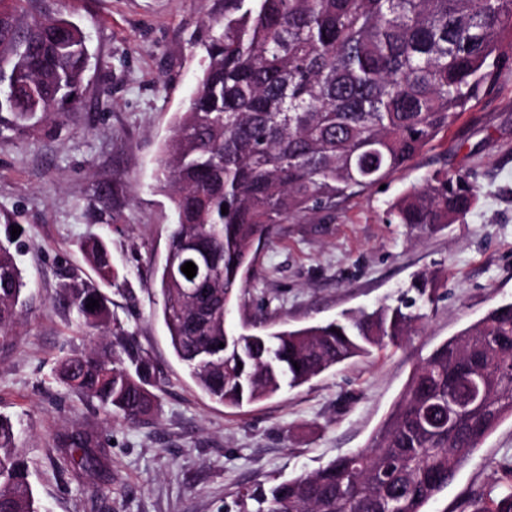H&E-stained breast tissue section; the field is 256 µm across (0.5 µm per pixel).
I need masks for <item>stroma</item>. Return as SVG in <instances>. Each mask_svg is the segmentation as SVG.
I'll return each mask as SVG.
<instances>
[{
    "instance_id": "35a3bbf8",
    "label": "stroma",
    "mask_w": 512,
    "mask_h": 512,
    "mask_svg": "<svg viewBox=\"0 0 512 512\" xmlns=\"http://www.w3.org/2000/svg\"><path fill=\"white\" fill-rule=\"evenodd\" d=\"M63 12L85 32L90 63L78 104L39 130L0 128V241L28 284L23 314L0 337V415L20 431L41 512H224L238 491L271 488L368 447L412 370L442 341L512 301V69L405 168L328 217L279 225L250 271L246 310L275 326L331 320L394 298L411 276L438 270L439 300L398 348L337 366L295 389L239 409L196 385L173 355L151 286L176 221L159 188V156L176 112L193 93L202 40L224 0H30ZM436 171L471 174L476 208L434 234L387 223L389 201ZM99 235L124 278L112 316L134 331L159 376L158 405L134 423L111 418L66 389L61 358L92 347L56 306L62 268L82 263L80 243ZM97 432L109 477L59 470L55 436ZM512 417L490 432L424 512H471L473 499L512 491Z\"/></svg>"
}]
</instances>
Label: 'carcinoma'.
Returning <instances> with one entry per match:
<instances>
[{"label":"carcinoma","mask_w":512,"mask_h":512,"mask_svg":"<svg viewBox=\"0 0 512 512\" xmlns=\"http://www.w3.org/2000/svg\"><path fill=\"white\" fill-rule=\"evenodd\" d=\"M0 0V125L52 123L79 102L89 49L67 16ZM219 32L204 44L195 92L164 146L162 190L177 221L166 250L201 262L210 297L193 280L154 273L177 359L198 387L229 408L297 388L373 348L417 332L437 298L435 272L416 274L394 304L304 327L224 328V312L248 294L259 245L278 224L312 221L405 167L493 90L512 67V0H224ZM468 173L435 172L388 207L390 223L432 234L478 203ZM228 213H222L221 207ZM200 245L198 253L187 248ZM96 279L66 268L56 301L77 329L112 336L101 350L69 355L59 382L134 422L155 408L150 359L114 322L104 286L120 278L107 243L81 244ZM27 283L0 243V335L21 315ZM99 301L94 310L90 299ZM224 347H219V343ZM300 369H295L294 364ZM464 374L482 395L448 415ZM512 417V302L438 345L409 376L369 447L265 491L244 489L237 512H423L458 467ZM19 432L0 415V512H39ZM74 475L105 467L93 432L56 435ZM472 512H512V492Z\"/></svg>","instance_id":"carcinoma-1"}]
</instances>
